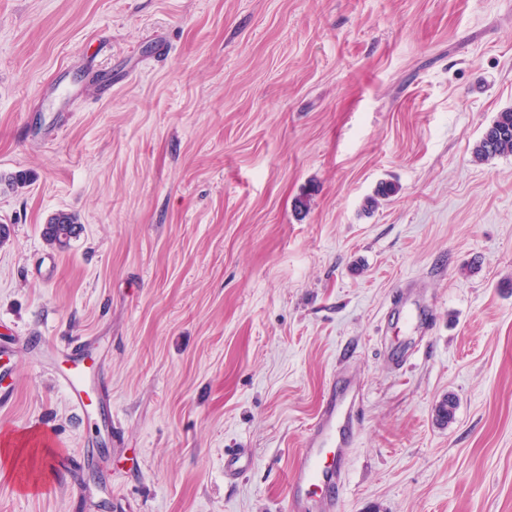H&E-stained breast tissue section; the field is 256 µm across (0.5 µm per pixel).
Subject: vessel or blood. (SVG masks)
Wrapping results in <instances>:
<instances>
[{"mask_svg": "<svg viewBox=\"0 0 512 512\" xmlns=\"http://www.w3.org/2000/svg\"><path fill=\"white\" fill-rule=\"evenodd\" d=\"M87 354L81 345L70 349L69 371L59 379L70 403L82 410L92 405L83 364ZM339 396H331L309 428L304 448L294 457L289 484V512H337L346 482L347 436L345 421L354 420ZM250 466L247 449H236L224 461V477L238 479Z\"/></svg>", "mask_w": 512, "mask_h": 512, "instance_id": "b4317fda", "label": "vessel or blood"}]
</instances>
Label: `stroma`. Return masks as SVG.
I'll list each match as a JSON object with an SVG mask.
<instances>
[{
	"label": "stroma",
	"mask_w": 512,
	"mask_h": 512,
	"mask_svg": "<svg viewBox=\"0 0 512 512\" xmlns=\"http://www.w3.org/2000/svg\"><path fill=\"white\" fill-rule=\"evenodd\" d=\"M511 107L512 0H0V512H287L339 376L340 512H512ZM509 153H512V109L499 112L473 148L479 161ZM80 227L74 214L60 210L53 213L43 225L42 235L51 248L64 250L71 239L77 237ZM88 356V353L82 349L81 344L76 341V344L71 347L69 353V359L71 362L69 371H62L58 375L70 403L82 410H87L92 406L87 382L83 372V364ZM250 456L246 448H237L224 461V478L238 479L250 466Z\"/></svg>",
	"instance_id": "obj_1"
}]
</instances>
